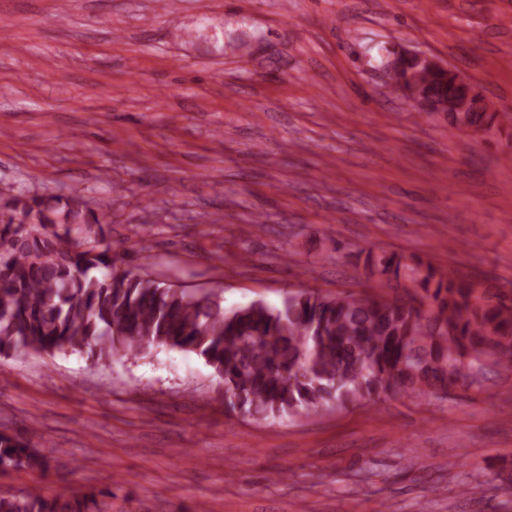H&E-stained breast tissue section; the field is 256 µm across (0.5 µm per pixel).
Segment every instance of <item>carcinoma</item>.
<instances>
[{
    "label": "carcinoma",
    "mask_w": 512,
    "mask_h": 512,
    "mask_svg": "<svg viewBox=\"0 0 512 512\" xmlns=\"http://www.w3.org/2000/svg\"><path fill=\"white\" fill-rule=\"evenodd\" d=\"M473 108L464 94L444 100L449 128L486 133L512 123L509 113ZM108 208L93 209L78 193L0 197V357L190 352L223 380L227 412L262 420L366 405L391 391L421 394L444 382L446 368L491 354L512 362V303L476 302L471 288L430 268L418 306L300 290L277 307L254 301L227 310L214 291L122 268L108 241ZM73 225L85 227L84 241L72 242ZM365 265L371 275L401 274L394 254H369ZM53 453L0 432L1 471L45 470ZM0 512H112V503L91 489H30L0 492Z\"/></svg>",
    "instance_id": "carcinoma-1"
}]
</instances>
